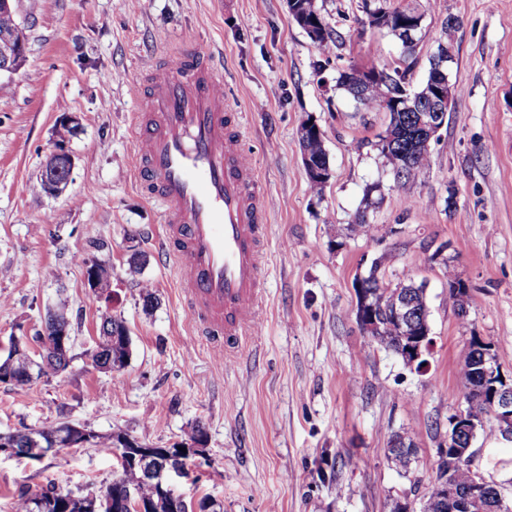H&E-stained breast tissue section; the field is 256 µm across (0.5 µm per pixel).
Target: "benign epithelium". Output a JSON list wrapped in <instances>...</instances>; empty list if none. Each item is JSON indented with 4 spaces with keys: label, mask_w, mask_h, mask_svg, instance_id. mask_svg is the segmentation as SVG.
<instances>
[{
    "label": "benign epithelium",
    "mask_w": 512,
    "mask_h": 512,
    "mask_svg": "<svg viewBox=\"0 0 512 512\" xmlns=\"http://www.w3.org/2000/svg\"><path fill=\"white\" fill-rule=\"evenodd\" d=\"M395 32L400 36L403 46H416L419 42L418 34L422 30L424 15L417 12L396 13L393 15ZM26 34L21 22L7 30L0 32V74H14L25 60ZM435 67L433 77L435 81V96L426 100L419 99L409 92L396 96L392 100L394 108L403 112L413 113V119L419 130L420 141L428 146L437 140L439 130L443 127L448 112V105L453 96V87L448 75V63L454 60V55L448 43L441 42L434 51ZM74 161L68 153L63 142L55 143L44 162L40 179L44 192L51 196L62 194L70 183ZM357 321L369 332L382 329V318L367 303L361 299ZM392 320L400 332V354L407 365L420 360L424 351L430 345L431 328L428 321L417 322L409 297L403 295L394 302ZM54 324L56 340L53 343L33 341L29 336L15 337L10 346L11 359L36 356L44 361L50 359L61 364V370L68 369L71 363L72 338L67 325L58 319L51 320ZM476 364L472 371L473 381L489 389L492 402V412L499 421L506 437L512 436V377L503 376L502 368L491 358L492 348L488 342L479 339L476 341ZM478 423L467 417L464 410L457 411L450 418L447 447L440 451L443 459L452 465L455 461L464 458L469 448H462L456 443L458 436L473 434ZM88 432L80 430V434L66 429L57 433L56 438L46 442L35 436L25 433L18 436L14 433L0 434V454L10 457L41 461L57 448H72L86 444ZM123 454L120 455L123 463H139L148 470V475L157 479L158 484L165 488L166 493L174 499L181 498L174 484L175 478L181 476L188 459L202 453L203 445L194 444L182 452L176 448L163 449L165 466L152 467L153 449L141 444L129 436L121 439ZM485 486L477 482L465 491H460L448 483L439 485L435 490V499L440 502L443 512H471V505L484 497Z\"/></svg>",
    "instance_id": "obj_1"
}]
</instances>
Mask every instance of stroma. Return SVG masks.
Masks as SVG:
<instances>
[{"mask_svg":"<svg viewBox=\"0 0 512 512\" xmlns=\"http://www.w3.org/2000/svg\"><path fill=\"white\" fill-rule=\"evenodd\" d=\"M338 38L313 42L287 0H18L25 61L0 96V353L36 332L59 300L75 339L69 368L16 389L0 384V433L70 421L122 432L153 448L202 424L207 442L176 482L185 501L207 495L221 512H391L427 497L464 405L459 354L471 336L492 345L512 375V0H316ZM424 15L412 55L367 8ZM455 16L456 91L421 174L398 187L378 148L386 112L337 89L356 68L405 70L419 87ZM191 37L222 63L224 91L245 115L248 151L267 188L265 301L260 328L234 360L201 340L158 248L163 216L133 175L132 117L145 68ZM72 180L59 196L39 186L63 122ZM315 120L331 177L309 189L298 130ZM381 200L368 232L354 225L370 185ZM443 258L432 261L435 251ZM143 266L131 272L130 260ZM395 286L427 285L432 344L423 366L380 349L356 321L353 281L372 261ZM112 266L103 296L87 268ZM470 288L467 316L448 278ZM150 292H143V283ZM131 336L127 366L93 367L102 314ZM418 446L402 471L394 433ZM472 465L512 501V443L487 419ZM116 453L64 448L40 461L0 456V512L47 484L99 494Z\"/></svg>","mask_w":512,"mask_h":512,"instance_id":"1","label":"stroma"}]
</instances>
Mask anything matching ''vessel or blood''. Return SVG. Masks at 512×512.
Segmentation results:
<instances>
[{
    "label": "vessel or blood",
    "mask_w": 512,
    "mask_h": 512,
    "mask_svg": "<svg viewBox=\"0 0 512 512\" xmlns=\"http://www.w3.org/2000/svg\"><path fill=\"white\" fill-rule=\"evenodd\" d=\"M218 69L213 54L188 39L149 71L150 92L138 103L134 127V168L162 211L160 248L191 323L233 352L257 324L267 219L243 114Z\"/></svg>",
    "instance_id": "1"
}]
</instances>
